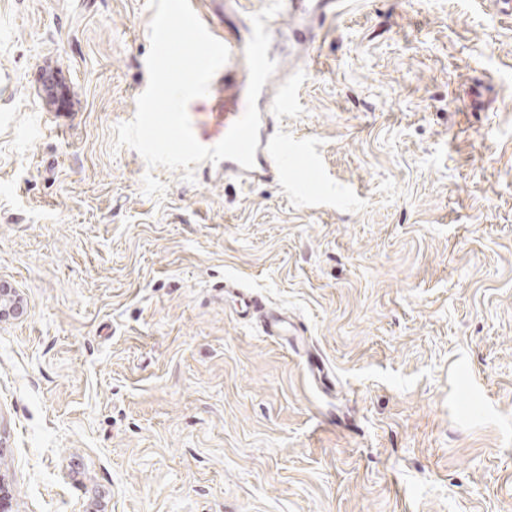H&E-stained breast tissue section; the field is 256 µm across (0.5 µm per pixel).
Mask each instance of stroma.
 I'll use <instances>...</instances> for the list:
<instances>
[{"label": "stroma", "instance_id": "1", "mask_svg": "<svg viewBox=\"0 0 512 512\" xmlns=\"http://www.w3.org/2000/svg\"><path fill=\"white\" fill-rule=\"evenodd\" d=\"M152 16L0 0L6 512H512V0H343L303 58L275 15L319 168L245 191L114 148ZM224 293L236 298L244 316L250 315L258 320L266 336H288V333L299 336L294 326L288 323V315L268 306L260 297L240 287L236 282L225 280Z\"/></svg>", "mask_w": 512, "mask_h": 512}]
</instances>
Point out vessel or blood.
Instances as JSON below:
<instances>
[{"label": "vessel or blood", "instance_id": "1", "mask_svg": "<svg viewBox=\"0 0 512 512\" xmlns=\"http://www.w3.org/2000/svg\"><path fill=\"white\" fill-rule=\"evenodd\" d=\"M337 7V0H284L283 10L292 18L305 15L311 20L323 21L329 15L335 14ZM223 43L230 52L229 59L223 66L224 124L229 127L246 110L249 70L241 35L224 36ZM293 102L291 81L280 82L273 77L268 79L257 100L261 120L255 165L247 170L235 161H225V181L249 188L259 182L283 181L289 169L295 167L313 168V160L288 139L277 121L278 116L287 111ZM224 292L236 298L243 315L258 320L265 335L285 336L293 332L294 327L285 313L268 306L260 297L236 282L225 281Z\"/></svg>", "mask_w": 512, "mask_h": 512}]
</instances>
